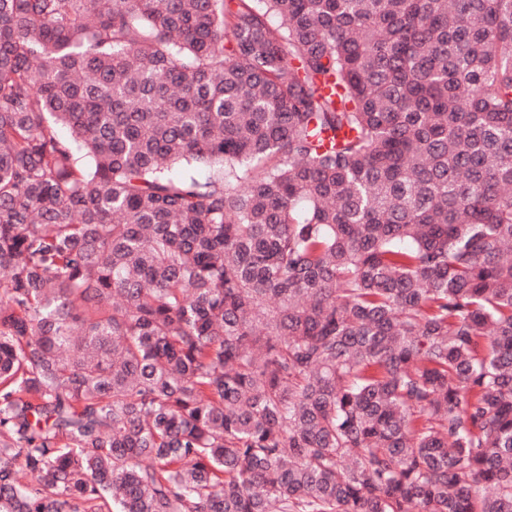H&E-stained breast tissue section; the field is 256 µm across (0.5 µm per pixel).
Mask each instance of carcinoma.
Masks as SVG:
<instances>
[{
  "mask_svg": "<svg viewBox=\"0 0 512 512\" xmlns=\"http://www.w3.org/2000/svg\"><path fill=\"white\" fill-rule=\"evenodd\" d=\"M0 512H512V0H0Z\"/></svg>",
  "mask_w": 512,
  "mask_h": 512,
  "instance_id": "carcinoma-1",
  "label": "carcinoma"
}]
</instances>
